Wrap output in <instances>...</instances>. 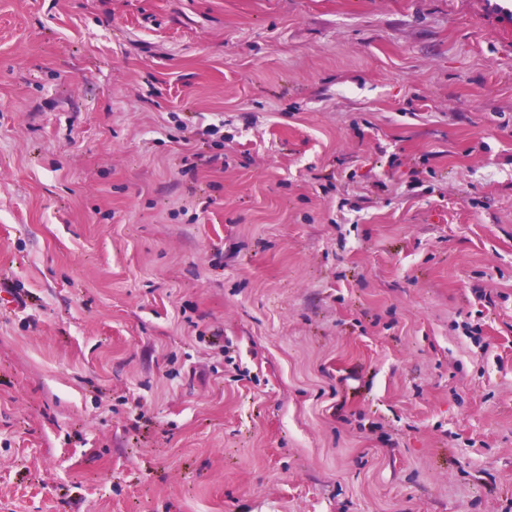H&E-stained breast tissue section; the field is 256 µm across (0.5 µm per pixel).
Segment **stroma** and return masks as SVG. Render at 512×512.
<instances>
[{
  "mask_svg": "<svg viewBox=\"0 0 512 512\" xmlns=\"http://www.w3.org/2000/svg\"><path fill=\"white\" fill-rule=\"evenodd\" d=\"M0 512H512V0H0Z\"/></svg>",
  "mask_w": 512,
  "mask_h": 512,
  "instance_id": "obj_1",
  "label": "stroma"
}]
</instances>
